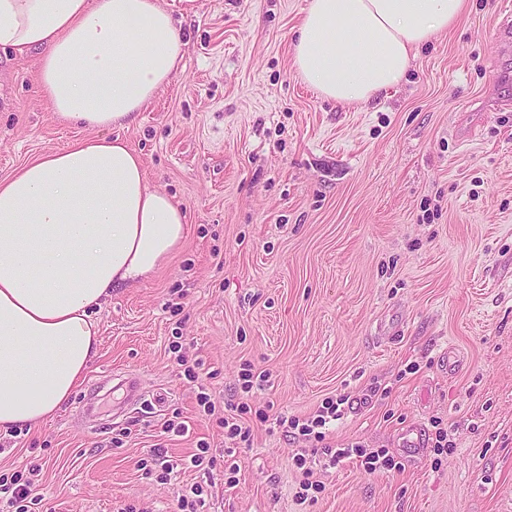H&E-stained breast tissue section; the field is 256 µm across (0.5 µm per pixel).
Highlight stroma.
<instances>
[{
	"instance_id": "stroma-1",
	"label": "stroma",
	"mask_w": 512,
	"mask_h": 512,
	"mask_svg": "<svg viewBox=\"0 0 512 512\" xmlns=\"http://www.w3.org/2000/svg\"><path fill=\"white\" fill-rule=\"evenodd\" d=\"M162 2L183 64L117 134L185 208L184 244L113 291L82 383L39 429L0 435V474L32 471L35 512H178L198 482L208 512H512V109L472 114L491 93L512 97V46L495 39L512 0H467L363 106L297 75L308 0ZM36 68L0 50V179L97 135L55 116ZM452 350L462 372L442 363ZM247 364L268 378L245 393ZM127 374L145 403L115 388ZM339 395L346 414L310 463L315 498L298 499L293 464L311 440L257 421L225 487V405L303 418ZM409 426L421 435L411 458ZM440 429L451 453L434 447ZM201 440L203 469L190 463ZM352 443L386 449L397 469L330 466L326 449ZM156 448L181 463L170 480L139 466Z\"/></svg>"
}]
</instances>
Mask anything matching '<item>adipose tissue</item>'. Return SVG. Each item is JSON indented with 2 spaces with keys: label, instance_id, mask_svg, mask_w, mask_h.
<instances>
[{
  "label": "adipose tissue",
  "instance_id": "ef3b65f1",
  "mask_svg": "<svg viewBox=\"0 0 512 512\" xmlns=\"http://www.w3.org/2000/svg\"><path fill=\"white\" fill-rule=\"evenodd\" d=\"M465 0H308L293 65L320 97L369 103ZM36 53L41 92L89 129L136 122L186 43L160 0H0V48ZM187 214L119 138L40 154L0 180V432L44 424L97 354L93 309L163 266Z\"/></svg>",
  "mask_w": 512,
  "mask_h": 512
}]
</instances>
